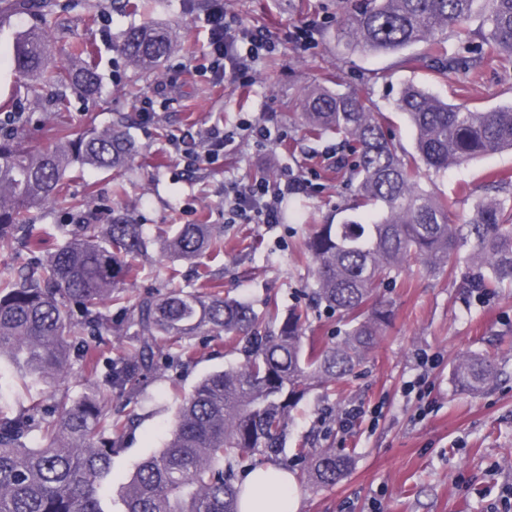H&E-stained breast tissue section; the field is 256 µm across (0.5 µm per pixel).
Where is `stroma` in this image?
<instances>
[{
	"mask_svg": "<svg viewBox=\"0 0 512 512\" xmlns=\"http://www.w3.org/2000/svg\"><path fill=\"white\" fill-rule=\"evenodd\" d=\"M356 0H224L225 8L250 27L270 30L274 49L260 63L255 85L243 92L214 85L185 69L189 56H201L207 33L198 23L200 8L183 0H167L158 20L177 33L175 49L157 71L132 67L116 48L119 36L139 19L115 8L112 0H54L51 34L58 46L93 41L96 65L103 78L98 98L71 95L68 111L54 112L41 102L27 108L21 131L28 144L44 147L57 128L80 132L126 121L144 156L126 172V193L112 194V173L90 168L72 173L67 196L36 211L33 249L55 252L62 240L56 224L74 223L75 202L88 201L100 217L120 211L143 224L147 234L162 236L180 224L224 225V254L201 256L196 263H170L160 253L135 261L124 291L135 295L160 289L177 267L178 279L192 285L193 265L209 267L213 287L221 295L262 305L275 302L288 311L309 301L313 265L299 256L298 245L314 225L343 207L348 198L349 169L334 135L307 140L296 114L304 93L339 78L360 90L374 111L384 113L391 133L406 150L414 140L394 103L402 88L414 85L451 103L465 99L486 109L512 104V60H479L464 53L456 33L443 46L449 56L465 57L468 70L437 76L425 44L408 51L414 65L399 56L372 54L336 34V22L352 11ZM314 22L309 48L288 38L293 26ZM31 23L14 15L0 21V101L12 93L17 76L12 47L17 33ZM160 94L165 110L141 121L144 95ZM265 122L286 139L265 149L253 142L227 147L221 170L182 169L170 156L169 134L214 120L234 126L240 118ZM315 167L320 186L313 194L288 196V214L279 224H225L216 191L224 181L275 177L283 167ZM512 175V152H494L470 164L439 172L425 170L420 181L449 198L459 215L476 201L494 196L491 172ZM470 247L453 256L452 273L434 275L416 264L406 265L396 282L377 288V299L392 309V320L368 359L346 381L330 391L311 390L301 402L286 439L283 456L292 474L306 465L298 448H331L350 459L333 487L297 483L298 512H512L501 489L512 485V289L485 302H470L461 283L470 270ZM193 352L181 366L163 370L144 388L113 401V414L131 422L123 448L113 458L112 512H123L121 486L137 464L158 453L169 437L181 400L205 375L242 363L238 351L199 334ZM494 350L499 354L497 381L477 394L458 391L450 379L453 362L465 354ZM428 357L420 366V357ZM361 407L365 415L345 428L342 411Z\"/></svg>",
	"mask_w": 512,
	"mask_h": 512,
	"instance_id": "35a3bbf8",
	"label": "stroma"
}]
</instances>
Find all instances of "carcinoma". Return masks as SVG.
<instances>
[{"label":"carcinoma","instance_id":"1","mask_svg":"<svg viewBox=\"0 0 512 512\" xmlns=\"http://www.w3.org/2000/svg\"><path fill=\"white\" fill-rule=\"evenodd\" d=\"M482 2L488 57H512V0H358L339 35L369 53H394L425 43L439 48L448 30L460 29ZM143 21L121 36V52L132 65L153 70L174 48L173 31L154 13L166 0H120ZM34 24L16 38L14 69L32 86L69 85L93 97L102 77L95 49L83 42L67 51L70 66L53 64L52 14L47 0L20 5ZM302 128L309 137L330 132L352 147L349 214L338 224H318L300 243L314 264L312 303L342 315L344 336L333 343L305 340L309 308L282 314L264 303L218 293L201 295L169 285L165 292L127 295L120 285L128 266L147 258L155 245L170 257L191 262L224 253V230L215 224H180L161 242L144 225L112 215L103 229L86 224L55 231L64 244L51 256L0 271V512H112L103 493L112 478L127 422L112 417L109 403L146 385L163 368L178 366L204 329L239 349L244 362L202 379L186 397L159 454L142 461L123 486L124 512H239L236 468L274 460L290 426V411L314 387L330 390L351 375L389 325L391 310L372 303L378 283L393 280L415 261L433 274L446 271L462 246L473 262L463 287L481 294L512 288V207L498 197L450 220L452 203L423 188L421 169L462 166L489 152L512 150V106L486 110L471 100L448 103L408 86L395 104L414 134L416 153L406 154L387 133V117L371 111L355 89H311L302 103ZM139 155L127 127L60 129L50 147L31 150L19 134L0 133V248L26 247L32 210L62 195L67 173L91 167L121 173ZM117 306L134 329L135 346L99 373L107 336L118 332L102 312ZM80 370L93 380L69 404L44 407V388L68 376L75 344ZM489 354L460 358L451 379L461 392L482 390L497 378ZM21 375L29 406L9 410L7 378ZM305 478L334 486L348 459L330 449L306 454Z\"/></svg>","mask_w":512,"mask_h":512}]
</instances>
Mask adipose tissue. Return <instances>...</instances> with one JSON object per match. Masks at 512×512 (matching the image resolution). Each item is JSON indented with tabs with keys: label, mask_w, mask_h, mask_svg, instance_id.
<instances>
[{
	"label": "adipose tissue",
	"mask_w": 512,
	"mask_h": 512,
	"mask_svg": "<svg viewBox=\"0 0 512 512\" xmlns=\"http://www.w3.org/2000/svg\"><path fill=\"white\" fill-rule=\"evenodd\" d=\"M240 512H297L296 481L292 473L260 467L247 474Z\"/></svg>",
	"instance_id": "adipose-tissue-1"
}]
</instances>
